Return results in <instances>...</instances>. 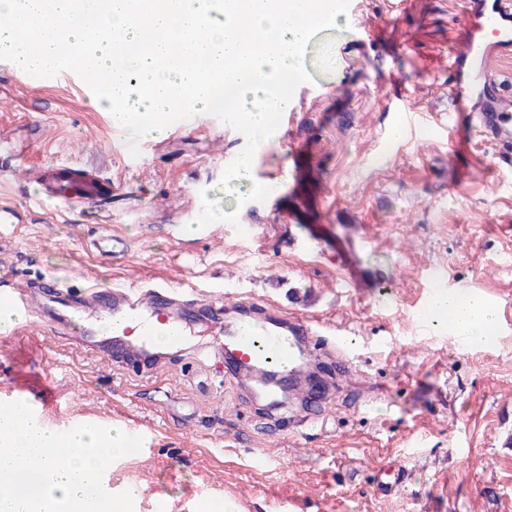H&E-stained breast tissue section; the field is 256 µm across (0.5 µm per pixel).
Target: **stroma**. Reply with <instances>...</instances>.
Here are the masks:
<instances>
[{"label":"stroma","instance_id":"stroma-1","mask_svg":"<svg viewBox=\"0 0 512 512\" xmlns=\"http://www.w3.org/2000/svg\"><path fill=\"white\" fill-rule=\"evenodd\" d=\"M448 7L410 0L394 18L382 0H362L357 19L318 33L294 125L253 156L277 179L264 200L241 205L222 176L243 146L216 116L205 114L208 131L147 140L135 162L111 111L79 86L0 70L12 93L0 101V208L13 213L0 226L1 272L47 303L51 277L183 280L299 312L325 345L328 390L312 395L321 412L295 429L299 402L269 408L252 380L208 358L219 334L202 315L181 350L153 364L104 362L39 315L24 334L0 335V391L42 378L59 400L58 427L104 420L145 435L142 455L112 464L113 486L143 488L133 512L160 501L190 512L204 491L236 512H512V325L474 345L419 318L439 287L512 302V165L493 166L469 114L448 110L439 65L462 26ZM400 98L422 127L395 142L387 105ZM74 162L100 168L117 193L101 204L37 202L36 170ZM206 198L237 210L250 234L218 221L170 238ZM106 226L129 242L127 255L95 251ZM347 358L358 370L348 383ZM394 465L408 479L386 497L376 482Z\"/></svg>","mask_w":512,"mask_h":512}]
</instances>
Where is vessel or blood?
Masks as SVG:
<instances>
[{
    "mask_svg": "<svg viewBox=\"0 0 512 512\" xmlns=\"http://www.w3.org/2000/svg\"><path fill=\"white\" fill-rule=\"evenodd\" d=\"M465 21L461 46L443 64L450 75L452 109L476 113L479 131L492 142L501 161L512 159V86L504 84L498 70L512 57V0H454ZM77 181L84 200L94 201L110 187L100 171L88 165L50 167L44 174L40 196L63 201L62 186ZM198 307L211 316L222 313L223 302L201 299L197 289L160 283L145 289L95 286L87 294L89 322L83 334L93 339L92 354L102 358L124 349L149 358L161 349H178L187 333L182 317ZM31 311L27 288L0 280V309ZM218 352L235 374L258 377L264 393L277 398L283 380L294 379L299 362L321 353L313 325L295 317L288 323L269 317L257 323L249 309L225 322ZM0 400L22 401L31 406L35 420L52 427L50 410L56 405L54 390L45 384L10 389Z\"/></svg>",
    "mask_w": 512,
    "mask_h": 512,
    "instance_id": "1",
    "label": "vessel or blood"
}]
</instances>
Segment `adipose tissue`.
<instances>
[{
    "label": "adipose tissue",
    "instance_id": "ef3b65f1",
    "mask_svg": "<svg viewBox=\"0 0 512 512\" xmlns=\"http://www.w3.org/2000/svg\"><path fill=\"white\" fill-rule=\"evenodd\" d=\"M435 301L438 310L429 316L434 326L448 329L455 336L471 340L494 335L496 314L484 297L446 289L436 296Z\"/></svg>",
    "mask_w": 512,
    "mask_h": 512
}]
</instances>
